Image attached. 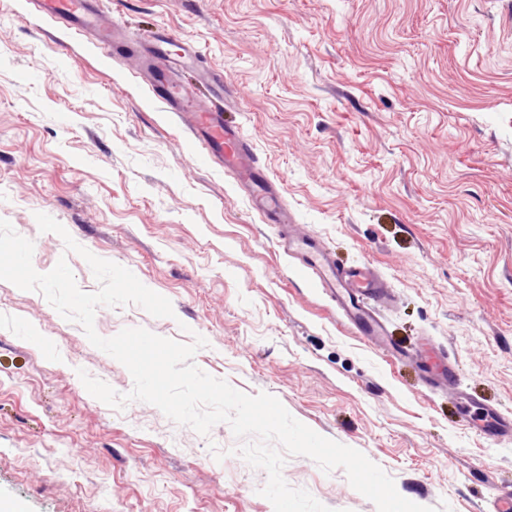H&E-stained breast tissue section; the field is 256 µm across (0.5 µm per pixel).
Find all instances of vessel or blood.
Instances as JSON below:
<instances>
[{
    "label": "vessel or blood",
    "mask_w": 512,
    "mask_h": 512,
    "mask_svg": "<svg viewBox=\"0 0 512 512\" xmlns=\"http://www.w3.org/2000/svg\"><path fill=\"white\" fill-rule=\"evenodd\" d=\"M31 3L35 15L53 18L87 36L102 52H111L115 47L117 27L104 16L101 0H31ZM189 50V44L171 31H156L145 48L147 58L154 64L149 82H156L161 76L168 82H176L178 61ZM202 82L210 89L209 106L198 109L193 97L172 96L165 100L168 109L181 116L190 115L189 131L205 148L201 156L203 163H214L231 172L238 187L253 188L252 205L264 223L288 226L292 212L283 201L276 181L267 176L251 138L239 126L224 120V98L237 96V89H225L223 79L212 74L204 75ZM280 245L303 281L328 295L359 335L365 336L382 354L397 359L406 357V350L388 339L385 322L379 314L391 294L387 279L377 268L368 263L341 268L321 241L309 233L281 238ZM422 376L433 391L457 386L454 365L445 351L438 348L423 360ZM482 432L489 437H512V417L490 413Z\"/></svg>",
    "instance_id": "vessel-or-blood-1"
}]
</instances>
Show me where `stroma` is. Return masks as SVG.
<instances>
[{
    "instance_id": "1",
    "label": "stroma",
    "mask_w": 512,
    "mask_h": 512,
    "mask_svg": "<svg viewBox=\"0 0 512 512\" xmlns=\"http://www.w3.org/2000/svg\"><path fill=\"white\" fill-rule=\"evenodd\" d=\"M27 0H0V219L46 273L88 263L36 214L132 271L174 315L98 307L96 332L206 339L195 364L355 448L398 493L437 512H490L512 487V440L480 432L481 404L512 416V0H102L128 40L164 26L244 99L225 117L280 182L294 227L337 261L389 280V363L322 292L298 281L274 225L223 169L200 164L180 119L142 83ZM432 338L470 400L426 391ZM127 368L39 291L0 280V499L23 512H274L264 470L228 424L208 435L154 405L111 408ZM285 481L331 512H377L343 469L287 457Z\"/></svg>"
}]
</instances>
